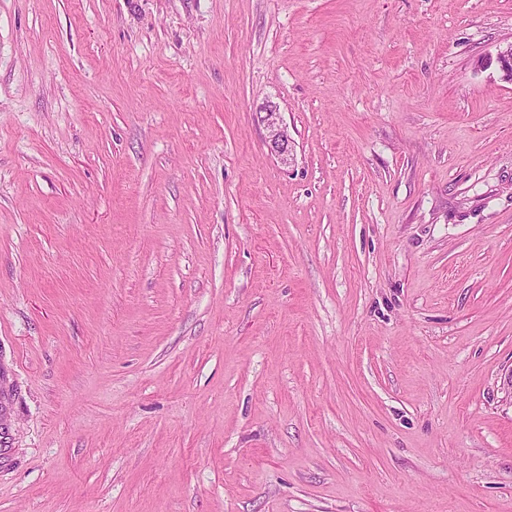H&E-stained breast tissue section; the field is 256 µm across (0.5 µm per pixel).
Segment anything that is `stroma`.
I'll list each match as a JSON object with an SVG mask.
<instances>
[{"mask_svg":"<svg viewBox=\"0 0 512 512\" xmlns=\"http://www.w3.org/2000/svg\"><path fill=\"white\" fill-rule=\"evenodd\" d=\"M511 42L0 0V512H512ZM263 121L266 122L268 129V145L271 153L281 157V159L288 160L289 153V138L287 128L280 124L279 112H275L272 108L265 112Z\"/></svg>","mask_w":512,"mask_h":512,"instance_id":"obj_1","label":"stroma"}]
</instances>
